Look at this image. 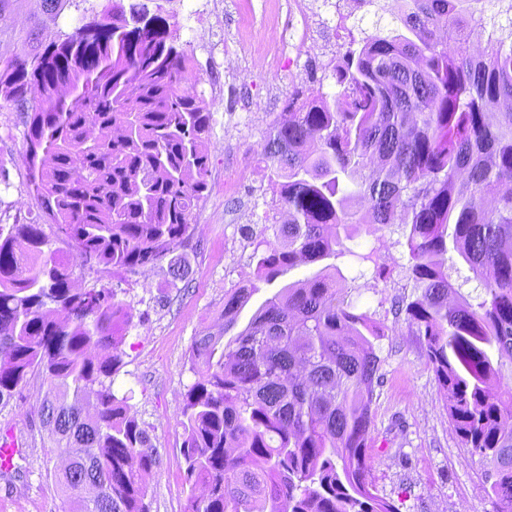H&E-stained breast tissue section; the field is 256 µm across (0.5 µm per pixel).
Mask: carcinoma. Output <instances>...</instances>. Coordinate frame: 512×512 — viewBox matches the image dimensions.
<instances>
[{
	"mask_svg": "<svg viewBox=\"0 0 512 512\" xmlns=\"http://www.w3.org/2000/svg\"><path fill=\"white\" fill-rule=\"evenodd\" d=\"M151 0H107L72 31L37 26L3 36L0 97L27 110L33 192L81 263L133 272L179 249L207 189L210 113L184 87L191 56L174 16ZM481 0H403V31L363 39L336 66L343 89L292 99L263 146L288 223L262 237L257 278L352 253L364 215L409 226L416 296L406 321L424 340L462 447L492 465L494 512H512V385L497 390L495 358H512V45L477 59L463 30ZM96 74L92 93L62 96ZM481 280L457 295L448 254ZM331 264L281 288L224 344L192 349L195 381L181 410L188 512H397L374 493L366 455L380 359L369 316L340 298ZM259 290L224 301V323ZM131 305L113 288L72 287L69 264L39 224L0 227V404L31 374L62 459V512H150L143 483L157 464L148 430L112 389ZM204 493L197 495L198 487Z\"/></svg>",
	"mask_w": 512,
	"mask_h": 512,
	"instance_id": "carcinoma-1",
	"label": "carcinoma"
}]
</instances>
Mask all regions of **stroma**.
Instances as JSON below:
<instances>
[{"label":"stroma","mask_w":512,"mask_h":512,"mask_svg":"<svg viewBox=\"0 0 512 512\" xmlns=\"http://www.w3.org/2000/svg\"><path fill=\"white\" fill-rule=\"evenodd\" d=\"M157 2L176 17L178 40L192 58L196 89L211 114L208 187L192 214L189 237L173 259L117 275L78 260L72 270L74 287L119 286V299L133 308V322L122 332V362L112 388L126 397L131 414L144 424L158 450L157 466L146 479L151 512H187L190 488L181 462L184 429L179 414L195 380V340L208 332L234 339L267 298L285 284L313 278L322 268L316 262L288 270L261 285L233 325L209 327V319H223L225 296L256 274L253 238L268 227L274 199L270 171L260 161L264 141L296 91L339 92L333 72L346 51L347 37L331 31L333 12L324 10L321 36L326 55L287 53L272 71L259 52L272 33L289 28L286 13H270L269 0H253L254 9L243 20L235 10L236 0H214L210 24L238 37V63L232 66L223 56L204 52L193 39L202 0ZM79 14L76 6H69L58 23L44 14L41 0H22L0 15V29H26L37 19L41 38L49 40ZM26 148L24 113L8 104L0 106L2 226L26 224L42 214L40 201L29 189ZM350 247L351 254L336 261L344 275L346 300L383 331L375 342L381 378L368 439L377 494L399 512H493L487 479L491 465L462 448L449 425L423 340L401 310L414 292L403 226L392 225L375 236L358 232ZM173 262L184 267L185 280L172 279ZM44 391L41 377L34 374L9 404L0 405V436L13 433L17 443L11 467L0 469V512H61L62 498L51 476L57 458L39 412Z\"/></svg>","instance_id":"35a3bbf8"}]
</instances>
